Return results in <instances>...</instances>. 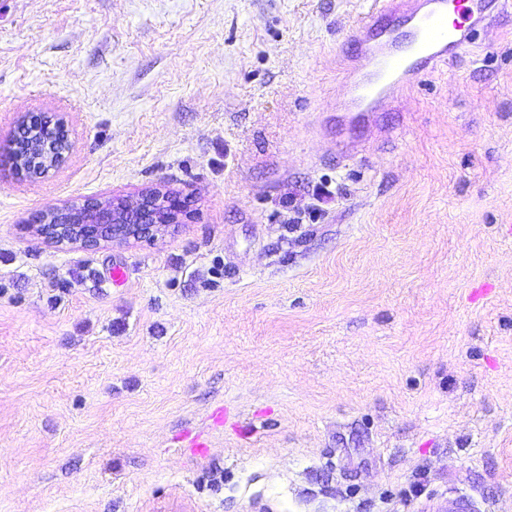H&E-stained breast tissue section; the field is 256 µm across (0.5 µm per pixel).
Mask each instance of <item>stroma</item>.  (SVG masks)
Listing matches in <instances>:
<instances>
[{
    "instance_id": "stroma-1",
    "label": "stroma",
    "mask_w": 512,
    "mask_h": 512,
    "mask_svg": "<svg viewBox=\"0 0 512 512\" xmlns=\"http://www.w3.org/2000/svg\"><path fill=\"white\" fill-rule=\"evenodd\" d=\"M365 7L0 0V141L71 144L0 166V512H512V22L340 157ZM152 188L148 240L20 229ZM29 124L42 125L45 129L49 130L53 138H55V143L51 145L50 150L45 154V162L42 164V166L35 167L33 165L27 164L21 165L23 157L33 152L30 151L27 153L23 151L20 152L17 157V167H15V165L11 167V169L17 176L27 177L28 180H33L43 178L47 176L51 170H55L62 166L68 158V154L70 151V143L67 133V122L64 117H57L55 119L34 115H26L21 117L19 121L20 127L27 126ZM43 127H39L38 131L36 132H34L32 128L28 127L19 132L18 135L22 137L23 141L25 140L26 142H28V144L38 143L40 142L41 138L46 135V132L43 129ZM56 129H59L65 134L64 141H66V145H63V148L61 147V143L56 141Z\"/></svg>"
}]
</instances>
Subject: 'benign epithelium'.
<instances>
[{"label": "benign epithelium", "mask_w": 512, "mask_h": 512, "mask_svg": "<svg viewBox=\"0 0 512 512\" xmlns=\"http://www.w3.org/2000/svg\"><path fill=\"white\" fill-rule=\"evenodd\" d=\"M41 125L56 135V131L67 132L63 117L55 119L26 115L19 125ZM70 151V145L56 142L45 153V162L40 166L23 163L27 152L19 153L14 173L30 180L43 178L50 171L62 166ZM81 212L88 216L84 224H69L65 215ZM182 206L177 199L161 190L145 192L124 205L115 202L103 203L86 200L78 204L53 207L30 216L22 228L36 229L37 234L48 244L55 246L78 244L84 248H96L103 242L141 240L154 235L162 226L176 224L182 218Z\"/></svg>", "instance_id": "obj_1"}]
</instances>
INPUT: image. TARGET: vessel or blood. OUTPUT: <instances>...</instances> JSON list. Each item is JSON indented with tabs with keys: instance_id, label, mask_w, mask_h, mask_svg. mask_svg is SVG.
Here are the masks:
<instances>
[{
	"instance_id": "vessel-or-blood-1",
	"label": "vessel or blood",
	"mask_w": 512,
	"mask_h": 512,
	"mask_svg": "<svg viewBox=\"0 0 512 512\" xmlns=\"http://www.w3.org/2000/svg\"><path fill=\"white\" fill-rule=\"evenodd\" d=\"M341 47L349 116L344 146L377 113L393 110L413 79L455 58L476 27L512 13V0H367Z\"/></svg>"
}]
</instances>
